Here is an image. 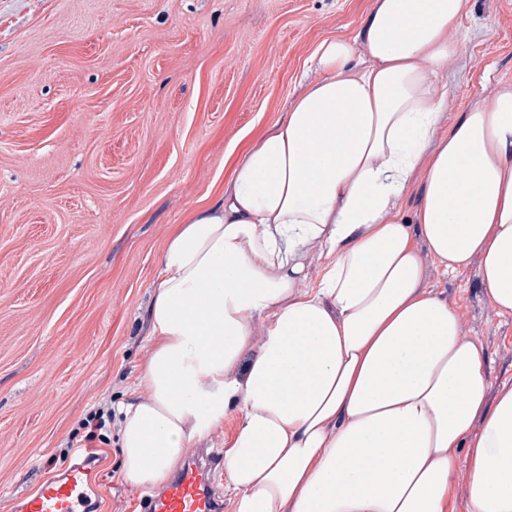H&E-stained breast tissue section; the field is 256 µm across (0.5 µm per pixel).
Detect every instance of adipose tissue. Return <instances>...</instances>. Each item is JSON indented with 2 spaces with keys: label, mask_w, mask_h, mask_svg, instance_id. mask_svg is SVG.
Returning <instances> with one entry per match:
<instances>
[{
  "label": "adipose tissue",
  "mask_w": 512,
  "mask_h": 512,
  "mask_svg": "<svg viewBox=\"0 0 512 512\" xmlns=\"http://www.w3.org/2000/svg\"><path fill=\"white\" fill-rule=\"evenodd\" d=\"M470 0H374L353 38L163 249L121 476L163 485L229 416L234 512H512V385L427 287L476 268L512 316V83L456 119ZM416 198L413 220L405 201ZM317 277H310L312 257Z\"/></svg>",
  "instance_id": "1"
}]
</instances>
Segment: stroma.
I'll use <instances>...</instances> for the list:
<instances>
[{"label": "stroma", "instance_id": "1", "mask_svg": "<svg viewBox=\"0 0 512 512\" xmlns=\"http://www.w3.org/2000/svg\"><path fill=\"white\" fill-rule=\"evenodd\" d=\"M374 0H0V512L76 451L97 453L99 512H136L118 423L151 350L169 235L216 203L282 119L320 41ZM442 75L457 114L512 82V0H470ZM428 284L512 383V317L475 275ZM112 412H113V404H112ZM112 412L111 410H107L105 413L104 409H97L95 411L90 412L84 421L82 422V426L87 430L85 438L88 442H93L98 440L99 442H104L106 435L101 433L105 427L106 423H110L112 421Z\"/></svg>", "mask_w": 512, "mask_h": 512}]
</instances>
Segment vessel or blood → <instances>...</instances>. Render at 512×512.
<instances>
[{"mask_svg": "<svg viewBox=\"0 0 512 512\" xmlns=\"http://www.w3.org/2000/svg\"><path fill=\"white\" fill-rule=\"evenodd\" d=\"M92 461L83 458L61 477L45 481L40 488L13 505L14 512H93L97 490L89 480ZM217 456L186 464L163 488L138 498L140 512H223L213 474Z\"/></svg>", "mask_w": 512, "mask_h": 512, "instance_id": "obj_1", "label": "vessel or blood"}]
</instances>
